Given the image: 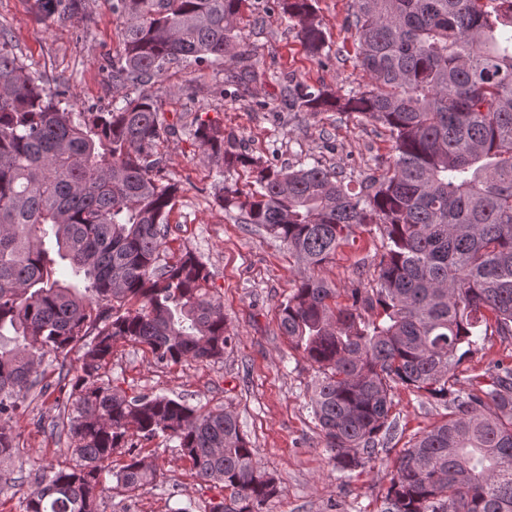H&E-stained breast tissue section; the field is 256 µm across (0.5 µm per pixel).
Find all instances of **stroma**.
I'll list each match as a JSON object with an SVG mask.
<instances>
[{
	"label": "stroma",
	"instance_id": "1",
	"mask_svg": "<svg viewBox=\"0 0 512 512\" xmlns=\"http://www.w3.org/2000/svg\"><path fill=\"white\" fill-rule=\"evenodd\" d=\"M314 7L340 52L329 64L307 54L297 26L277 0H248L237 25L255 80L228 94L229 79L242 64L227 60L173 66L150 85L166 126L156 146L158 175L181 186L168 216L163 255L191 250L207 264L209 286L224 306L234 340L217 363L168 366L145 348L120 342L103 375L131 397L165 394L237 415L260 466L281 488L263 512H380L396 458L423 431L446 420L447 408L397 387L395 428L386 448L370 467L336 471L309 405L315 372L277 325V307L291 294L300 266L280 241L224 211L218 201L224 185L247 188L249 175L203 164L189 136L206 120L233 135L250 155L279 167L315 159L347 173H377L379 163L393 155L382 126L345 112H292L283 100L287 86L297 83L343 94L369 82L352 63L357 43L347 24L349 0H314ZM0 26L9 31L14 54L40 85L58 94L62 105L104 112L125 95V87L107 76L123 52L122 21L112 11V0H83L81 15L71 20L46 17L38 0H0ZM379 250V235L356 232L321 275L340 288L368 287L357 263L373 259ZM58 415L53 397L30 392L14 427L25 465L9 467L16 486L0 494V512H21L35 464L66 461L67 440L49 430ZM142 452L158 466L159 482L113 495L105 512H208L210 503L223 498V485L198 480L171 443L157 438Z\"/></svg>",
	"mask_w": 512,
	"mask_h": 512
}]
</instances>
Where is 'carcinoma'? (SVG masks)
Masks as SVG:
<instances>
[{
	"mask_svg": "<svg viewBox=\"0 0 512 512\" xmlns=\"http://www.w3.org/2000/svg\"><path fill=\"white\" fill-rule=\"evenodd\" d=\"M244 0H112L123 55L112 83L144 87L166 66L241 59ZM63 19L82 0H42ZM321 64L332 50L312 0H279ZM348 26L366 88L337 95L296 85L288 108L350 112L382 125L394 151L384 173L346 175L319 162L263 164L201 121L200 161L242 168L249 192L224 185V211L264 229L303 270L278 306V329L316 371L310 403L341 473L364 469L392 430L394 389L447 405L394 466L380 512H512V366L491 364L457 387V370L490 334L512 340V0H351ZM0 28V494L20 457L12 422L45 358L65 368L57 402L68 464L38 466L23 512H103L112 492L156 482L143 443L175 444L229 502L210 512H262L280 493L236 416L166 395L129 397L101 370L123 340L156 362H216L232 343L211 273L191 250L160 264L180 192L157 177L165 127L141 90L108 112L60 107ZM381 236L372 286L335 288L318 270L355 230ZM69 261L81 285L54 278ZM128 459L112 469V454Z\"/></svg>",
	"mask_w": 512,
	"mask_h": 512,
	"instance_id": "obj_1",
	"label": "carcinoma"
}]
</instances>
